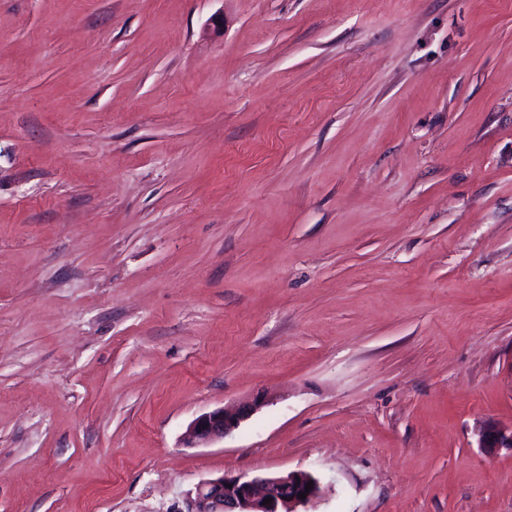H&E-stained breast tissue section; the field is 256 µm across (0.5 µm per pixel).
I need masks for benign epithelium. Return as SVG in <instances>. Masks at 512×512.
I'll list each match as a JSON object with an SVG mask.
<instances>
[{
    "label": "benign epithelium",
    "instance_id": "benign-epithelium-1",
    "mask_svg": "<svg viewBox=\"0 0 512 512\" xmlns=\"http://www.w3.org/2000/svg\"><path fill=\"white\" fill-rule=\"evenodd\" d=\"M261 406L259 400L236 409L224 407L206 412L189 425L185 440L189 445L222 439L238 428L240 423ZM483 448H512V431L487 425L479 431ZM311 488H306L308 483ZM323 492L321 479L308 470H292L267 477H248L245 474H223L200 480L187 493L183 505L172 512H299V508ZM306 498H298V494ZM271 503L265 505V499Z\"/></svg>",
    "mask_w": 512,
    "mask_h": 512
}]
</instances>
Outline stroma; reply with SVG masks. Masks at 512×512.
<instances>
[{
  "instance_id": "35a3bbf8",
  "label": "stroma",
  "mask_w": 512,
  "mask_h": 512,
  "mask_svg": "<svg viewBox=\"0 0 512 512\" xmlns=\"http://www.w3.org/2000/svg\"><path fill=\"white\" fill-rule=\"evenodd\" d=\"M488 420L512 0H0V512L295 469L312 512H512ZM260 406L261 402L255 399L252 403L244 404L236 409L228 410L222 407L203 413L190 423L185 435L186 443L193 445L224 439Z\"/></svg>"
}]
</instances>
